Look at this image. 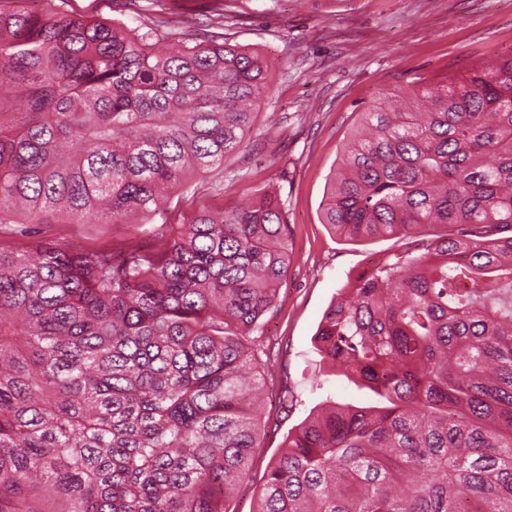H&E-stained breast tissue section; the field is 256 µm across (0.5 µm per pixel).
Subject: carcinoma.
I'll return each instance as SVG.
<instances>
[{"instance_id": "cac0c4a2", "label": "carcinoma", "mask_w": 512, "mask_h": 512, "mask_svg": "<svg viewBox=\"0 0 512 512\" xmlns=\"http://www.w3.org/2000/svg\"><path fill=\"white\" fill-rule=\"evenodd\" d=\"M262 54L0 0V224L151 220L250 147ZM322 211L397 249L315 335L378 396L288 435L256 512H512V57L362 113ZM458 227L425 234L427 225ZM278 195L153 244L0 250V512H230L260 430Z\"/></svg>"}]
</instances>
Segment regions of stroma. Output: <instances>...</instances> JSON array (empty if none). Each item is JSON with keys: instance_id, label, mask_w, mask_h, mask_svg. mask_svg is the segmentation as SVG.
Returning a JSON list of instances; mask_svg holds the SVG:
<instances>
[{"instance_id": "stroma-1", "label": "stroma", "mask_w": 512, "mask_h": 512, "mask_svg": "<svg viewBox=\"0 0 512 512\" xmlns=\"http://www.w3.org/2000/svg\"><path fill=\"white\" fill-rule=\"evenodd\" d=\"M84 18L112 19L153 30L170 47L178 35L224 34L257 49L272 68L259 103L253 145L224 164L221 190L197 178L153 224H4L0 248L35 242L89 247L149 242L154 224L179 223L202 208L231 206L276 190L288 221L291 265L273 306L259 320L261 349L283 368L293 404L276 398L267 376L261 430L249 476L231 502L254 512L264 474L286 438L309 415L339 402L371 404L376 395L324 364L313 337L349 277L395 248L394 240L341 239L322 222V209L343 146L361 114L397 89L461 77L479 63L512 55V0H224L223 16L196 0H55Z\"/></svg>"}]
</instances>
